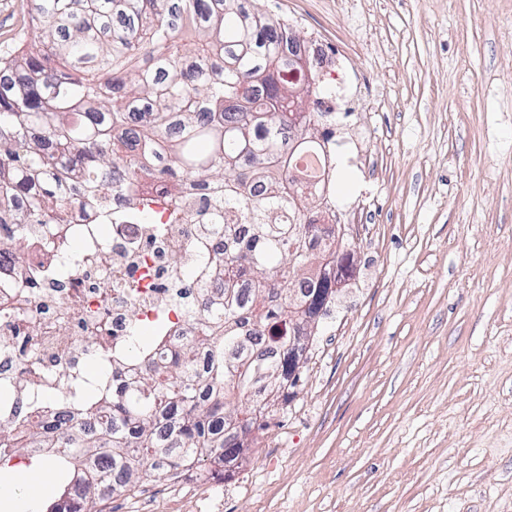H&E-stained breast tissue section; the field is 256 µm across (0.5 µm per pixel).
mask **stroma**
I'll use <instances>...</instances> for the list:
<instances>
[{"label": "stroma", "instance_id": "obj_1", "mask_svg": "<svg viewBox=\"0 0 512 512\" xmlns=\"http://www.w3.org/2000/svg\"><path fill=\"white\" fill-rule=\"evenodd\" d=\"M347 59L366 223L286 403L152 512H512V0H248Z\"/></svg>", "mask_w": 512, "mask_h": 512}]
</instances>
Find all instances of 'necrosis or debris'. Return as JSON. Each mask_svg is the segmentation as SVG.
<instances>
[{
  "mask_svg": "<svg viewBox=\"0 0 512 512\" xmlns=\"http://www.w3.org/2000/svg\"><path fill=\"white\" fill-rule=\"evenodd\" d=\"M104 224L112 227L106 240ZM173 239L183 244L177 260L168 247ZM216 246L194 223L169 225L166 236H157L118 201L110 210H77L67 223L37 228L24 245L28 260L0 256V361L22 349L36 355L19 378L1 375L0 387L16 399L45 387L68 390L101 353H126L132 327L143 320L167 317L172 342L194 335L170 301L171 284L193 264L207 287H221L210 263L196 261ZM66 260L72 263L66 278L45 280V266Z\"/></svg>",
  "mask_w": 512,
  "mask_h": 512,
  "instance_id": "1",
  "label": "necrosis or debris"
}]
</instances>
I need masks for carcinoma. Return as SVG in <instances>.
Instances as JSON below:
<instances>
[{
	"label": "carcinoma",
	"instance_id": "carcinoma-1",
	"mask_svg": "<svg viewBox=\"0 0 512 512\" xmlns=\"http://www.w3.org/2000/svg\"><path fill=\"white\" fill-rule=\"evenodd\" d=\"M75 3L31 0L30 31L0 49V251L115 195L162 235L180 221L182 194L211 185L205 231L224 238L225 288L199 308L201 284L183 271L175 304L198 335L157 359L167 337L135 335L125 358L141 371L127 382L13 404L0 460L50 449L68 474L50 512H90L117 488L236 460L255 415L288 400V343L312 315L302 304L336 294L344 271L333 225L301 209L315 190L290 176L294 156L321 150L322 114L303 106L310 83L282 82L300 65L285 49L288 21L242 0ZM321 233L331 241L315 253L307 240ZM296 279L309 288L294 293ZM239 281L252 284L247 309ZM43 404L72 412L44 428L30 419Z\"/></svg>",
	"mask_w": 512,
	"mask_h": 512
}]
</instances>
